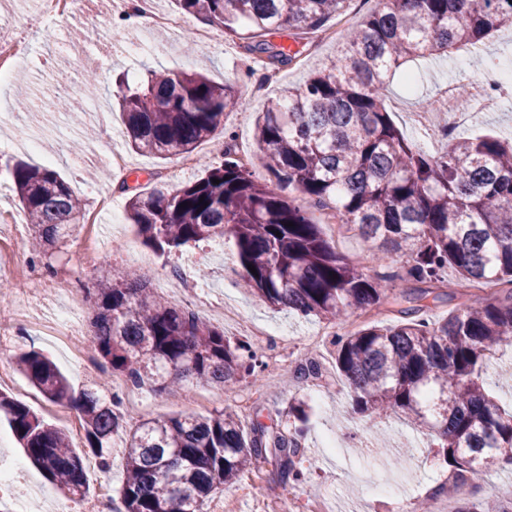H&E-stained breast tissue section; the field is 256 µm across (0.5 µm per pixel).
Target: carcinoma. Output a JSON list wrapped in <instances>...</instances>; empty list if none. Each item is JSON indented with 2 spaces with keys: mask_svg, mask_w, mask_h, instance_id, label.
<instances>
[{
  "mask_svg": "<svg viewBox=\"0 0 512 512\" xmlns=\"http://www.w3.org/2000/svg\"><path fill=\"white\" fill-rule=\"evenodd\" d=\"M175 2L226 32L244 28L263 38L283 27L317 31L346 0ZM509 27L512 0H382L339 41L329 63L287 96L267 99L255 123L278 187H295L377 248L401 253L406 274L422 284L406 297L411 306L398 310L397 323L336 336V368L354 409L376 418L402 412L435 434L453 467L452 486L442 491L455 496L481 468L512 466V412L488 393L484 378L486 352L512 347V141L486 134L429 156L396 126L385 91L396 78L414 80L408 62L477 49ZM96 90L97 77L87 75L62 100L73 106ZM121 107L133 148L169 158L216 139L224 115L244 103L230 84L161 72L126 89ZM12 178L33 230L25 245L45 251L80 223L82 201L56 171L18 163ZM126 208L143 242L162 253L233 239L245 288L306 318L341 324L352 307L385 303L395 279L371 276L337 253L302 205L257 181L227 147L195 179L138 192ZM450 268L452 287L492 282L497 295L430 322L424 301L440 299L431 287ZM86 301L100 356L136 384L172 395L188 380L230 389L262 372L247 345L162 299L133 272L110 270L107 260ZM17 365L48 401L77 407L100 468L120 449L124 512H205L217 490L266 458L269 447L284 478H301L291 460L306 433L299 400L288 405L291 429L270 438L260 423L244 434L239 417L226 411L148 420L128 433L116 395L94 386L74 393L39 350L20 352ZM0 416L49 480L74 499L89 493L83 457L62 430L3 393ZM456 512H512V500L462 499Z\"/></svg>",
  "mask_w": 512,
  "mask_h": 512,
  "instance_id": "carcinoma-1",
  "label": "carcinoma"
}]
</instances>
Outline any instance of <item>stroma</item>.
<instances>
[{"label": "stroma", "instance_id": "1", "mask_svg": "<svg viewBox=\"0 0 512 512\" xmlns=\"http://www.w3.org/2000/svg\"><path fill=\"white\" fill-rule=\"evenodd\" d=\"M157 11L179 16L180 33H160L150 28L146 19L101 16L93 24H48L34 36V50L29 68L13 83L0 87V100L16 102L18 91L34 95L32 111L19 113L14 123H0V213L12 218L20 238L29 229L12 190L11 169L15 162L46 166L60 173L85 203L94 224L73 225L68 236L45 254L34 256L20 252L19 260L40 273L46 284L64 288L92 287L97 276L96 264H85L81 253L89 227H97L101 252L109 256L116 270L127 268L124 244L138 247L149 263L140 276L157 294L172 304L180 296L158 282L159 273L184 269L201 316L222 327L226 339L251 346L265 365L263 380L245 378L233 393L222 388L186 383L176 399L142 387L141 402L123 409L126 427L132 428L150 419H166L178 414L210 415L224 410L240 412L244 426L261 423L273 430H285L286 411L291 400L299 398L310 407L309 429L303 449L294 463L304 471L301 483L283 480L275 461L257 464L242 478L216 494L211 506L216 512H254L258 503L285 502L294 512H395L399 501L419 503L432 498L435 490L447 485L450 465L433 433L416 426L405 416L388 420L371 419L352 406L350 389L336 372L335 348L324 343L310 349L308 336L318 327V320L298 317L285 307H273L257 295L239 287L243 273L233 240H225L223 251L213 243L200 242L184 248L178 255L166 256L144 245L129 219L112 220L113 210H125L130 194L142 190L149 181L166 188L177 187L201 174L215 159L214 142L200 144L194 151L193 168H181L178 159H163L132 151L124 136L123 116L119 106L120 84L136 87L146 83L151 73L175 70L200 73L218 83L235 86L246 104L245 110L224 118L220 140L234 151L247 150L254 157L258 181L268 180L264 170V151L254 136V121L267 97L287 94L302 85L319 64L336 51L332 40L315 35L299 36L284 30L269 36L270 45L294 52L293 62L269 61L255 51L250 39L232 38L222 27L208 24L194 16L180 13L174 0H160ZM210 30V43L187 51L185 38L199 30ZM147 37L157 48L146 55H130L127 41ZM512 57V32H502L492 39L470 63L457 57L415 62L422 79L417 91L406 92L389 85L391 117L403 135L431 154L442 152L448 144L442 126L422 127L413 119L420 109V98L441 92L447 84L475 74L492 80L496 70L493 59ZM95 72L99 81L96 99L84 107L60 112L50 102L61 95L64 81L78 80ZM23 124L29 135L40 139L39 150L19 143L16 124ZM119 150L128 158L124 170L108 168L107 156ZM208 271L199 278L198 268ZM29 285L20 281L6 285L7 297L0 303V367L6 368L11 381L1 391L26 403L44 420H51L48 402L20 372L16 354L20 347L34 345L47 354L65 374L73 390L99 385L112 390L109 370L87 377L68 348L51 336L28 331L16 324L15 306L29 297ZM266 324L276 328V336L255 342L244 331V324ZM317 364V374L297 377L299 366ZM21 462L22 470L13 482L0 487V512H11L16 501L26 503V512H55L60 502L79 508V500L67 499L55 483L28 461L23 448L7 421L0 420V464ZM467 500L495 496L512 498V470L491 468L470 479L461 490Z\"/></svg>", "mask_w": 512, "mask_h": 512}]
</instances>
